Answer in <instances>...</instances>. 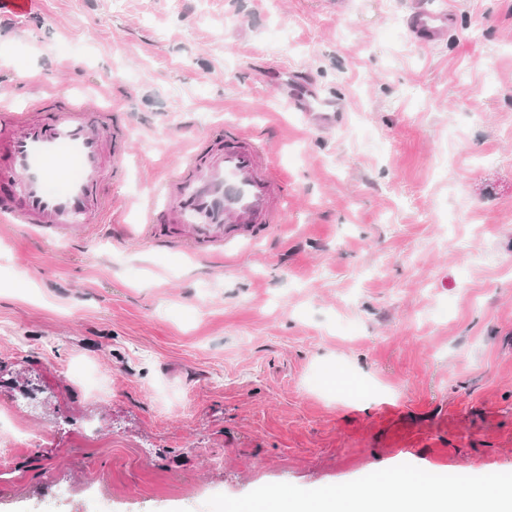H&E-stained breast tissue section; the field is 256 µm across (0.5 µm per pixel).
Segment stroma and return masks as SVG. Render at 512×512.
<instances>
[{
    "instance_id": "stroma-1",
    "label": "stroma",
    "mask_w": 512,
    "mask_h": 512,
    "mask_svg": "<svg viewBox=\"0 0 512 512\" xmlns=\"http://www.w3.org/2000/svg\"><path fill=\"white\" fill-rule=\"evenodd\" d=\"M286 71L340 100L332 129ZM40 88L128 152L90 228L0 223V512L512 481V0H38L0 12V100ZM224 124L275 139L286 223L213 257L155 242L143 200ZM447 9L438 12L419 11L410 20V27L425 43L434 41L447 27Z\"/></svg>"
}]
</instances>
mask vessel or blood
<instances>
[{"label": "vessel or blood", "instance_id": "b4317fda", "mask_svg": "<svg viewBox=\"0 0 512 512\" xmlns=\"http://www.w3.org/2000/svg\"><path fill=\"white\" fill-rule=\"evenodd\" d=\"M447 11H421L410 26L426 43L448 26ZM101 109L40 95L24 109L0 105V222L28 224L48 239L101 213V187L123 167L119 127L102 130ZM222 146L193 143L182 165L149 195L147 226L172 224L177 241L216 252L263 239L284 223L285 188L273 176V143L219 128Z\"/></svg>", "mask_w": 512, "mask_h": 512}]
</instances>
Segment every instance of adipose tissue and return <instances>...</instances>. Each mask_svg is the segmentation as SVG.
Masks as SVG:
<instances>
[{"label": "adipose tissue", "mask_w": 512, "mask_h": 512, "mask_svg": "<svg viewBox=\"0 0 512 512\" xmlns=\"http://www.w3.org/2000/svg\"><path fill=\"white\" fill-rule=\"evenodd\" d=\"M376 486L332 487L302 499L296 512H501L512 483L488 477L465 488L428 485L416 471L385 468Z\"/></svg>", "instance_id": "adipose-tissue-1"}]
</instances>
